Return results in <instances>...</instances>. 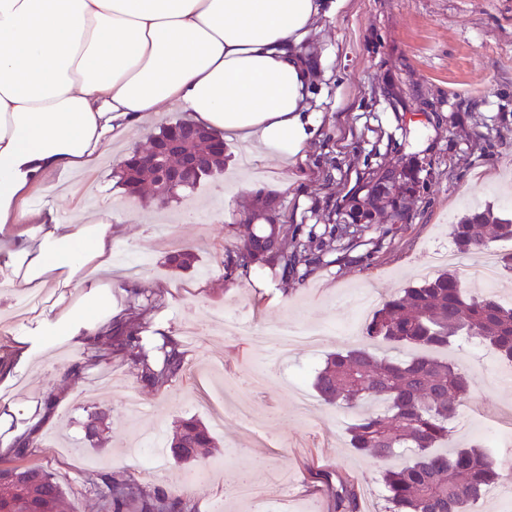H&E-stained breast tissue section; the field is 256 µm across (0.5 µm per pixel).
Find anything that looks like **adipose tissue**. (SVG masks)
I'll list each match as a JSON object with an SVG mask.
<instances>
[{
    "label": "adipose tissue",
    "mask_w": 512,
    "mask_h": 512,
    "mask_svg": "<svg viewBox=\"0 0 512 512\" xmlns=\"http://www.w3.org/2000/svg\"><path fill=\"white\" fill-rule=\"evenodd\" d=\"M324 0H0V285L8 354L108 335L129 305L111 214L32 213L51 174L91 166L151 114L180 105L248 151L302 156L317 122L305 40ZM49 411L0 394V453Z\"/></svg>",
    "instance_id": "ef3b65f1"
}]
</instances>
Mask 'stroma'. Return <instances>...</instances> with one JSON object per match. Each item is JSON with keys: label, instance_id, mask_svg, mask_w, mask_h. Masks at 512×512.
<instances>
[{"label": "stroma", "instance_id": "35a3bbf8", "mask_svg": "<svg viewBox=\"0 0 512 512\" xmlns=\"http://www.w3.org/2000/svg\"><path fill=\"white\" fill-rule=\"evenodd\" d=\"M317 73L311 104L319 124L306 157L287 164L225 143L223 172L205 178L195 191L158 207L152 186L138 194L120 183V156L147 150L160 126L188 118L174 106L135 126L116 144L115 156L91 169L66 175L76 194L46 200L35 194L33 209L52 203L69 221L92 211L112 213L124 228L116 261L147 276L158 296L152 326L181 339L185 372L152 389L140 379L130 356L110 347L78 353L61 342L50 361L16 369L7 393L52 401L53 411L35 427L36 442L22 462L54 474L64 491L63 512H104L93 483L120 474L146 486L194 499L198 512H334L331 497L312 471L344 477L361 492V512H379L385 490L372 458L348 443L355 414L315 403L311 416L297 414L287 390L299 379L313 394V378L328 353L352 347L370 311H357L359 293L375 290L376 303L419 282V266L449 270L471 287L477 259L458 255L451 264L433 262L454 249L452 224L474 211L491 209L512 218V0H326L325 12L307 38ZM413 166L416 192L405 201L407 215L392 222L389 210L374 213L355 239L330 240L328 229L347 221L346 212L366 178ZM271 200L275 223L288 227L285 250L306 243L321 247L320 261L305 276L251 273L228 281L227 256L242 245L244 220L255 196ZM195 254L191 268H171V253ZM241 321L225 334L216 314ZM306 324L326 334L314 351L277 364L266 326ZM472 379L471 399L449 424V446L493 438L500 406L512 405V382L500 380L512 363L476 341H456L437 352ZM267 383H246L252 371ZM141 401L138 416L123 410L127 398ZM245 401L251 422L232 406ZM105 419L103 443L87 438L94 416ZM195 417L217 445L207 480L188 484L192 464L154 460L150 448L129 455L130 432L167 442L181 419ZM0 458V468L17 466ZM290 474L286 496L239 502L229 477H245L267 492Z\"/></svg>", "mask_w": 512, "mask_h": 512}]
</instances>
